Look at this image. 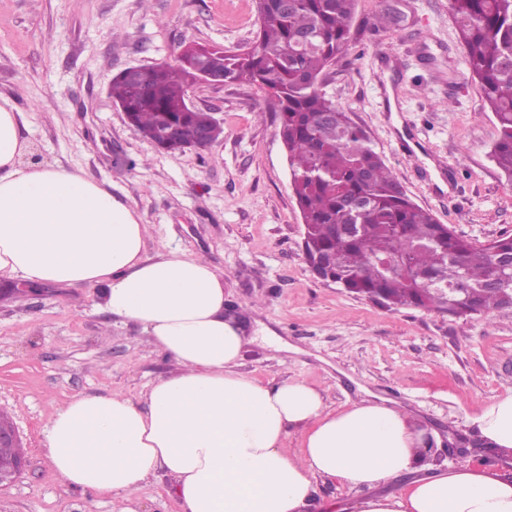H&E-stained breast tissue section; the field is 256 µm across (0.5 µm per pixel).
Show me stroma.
<instances>
[{
  "mask_svg": "<svg viewBox=\"0 0 512 512\" xmlns=\"http://www.w3.org/2000/svg\"><path fill=\"white\" fill-rule=\"evenodd\" d=\"M392 11L398 25L378 28ZM255 0H0V100L23 114L40 162L81 171L126 200L169 246L224 272L230 307L257 306L243 373L300 379L328 409L360 391L395 400L436 440L447 465L482 464L471 418L512 392V310L451 319L390 310L313 276L278 118L263 91L189 88L224 138L205 149H158L130 126L108 86L126 67L174 62L198 43L249 47ZM322 89L363 127L408 196L476 244L512 233V184L490 159L497 122L470 74L449 0H356L351 47ZM0 412L21 433L28 465L0 490V512H112L109 496L64 485L43 463V429L78 394L140 398L171 369L143 328L112 317L84 285L29 287L1 276ZM470 440L448 456V440ZM156 474L137 512H181Z\"/></svg>",
  "mask_w": 512,
  "mask_h": 512,
  "instance_id": "obj_1",
  "label": "stroma"
}]
</instances>
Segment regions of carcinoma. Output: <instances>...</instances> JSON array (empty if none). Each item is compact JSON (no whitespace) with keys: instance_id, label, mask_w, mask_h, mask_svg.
I'll use <instances>...</instances> for the list:
<instances>
[{"instance_id":"1","label":"carcinoma","mask_w":512,"mask_h":512,"mask_svg":"<svg viewBox=\"0 0 512 512\" xmlns=\"http://www.w3.org/2000/svg\"><path fill=\"white\" fill-rule=\"evenodd\" d=\"M258 29L249 52L213 53L209 65L224 83H255L275 107L288 152L291 187L305 228L303 256L323 265L344 290L386 306L436 310L453 318L472 313L457 301L447 307L444 288L463 283L477 294L481 314L504 307L508 272L489 286L496 261L512 254V236L477 245L414 203L383 155L349 113L326 98L321 76L350 48L355 0H255ZM464 61L480 83L499 128L492 161L512 183V0H450ZM195 72L183 53L144 78L141 89L113 77L115 104L132 112L143 136H155L163 115L179 141L195 144L207 115L186 108Z\"/></svg>"}]
</instances>
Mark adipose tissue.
<instances>
[{
    "label": "adipose tissue",
    "mask_w": 512,
    "mask_h": 512,
    "mask_svg": "<svg viewBox=\"0 0 512 512\" xmlns=\"http://www.w3.org/2000/svg\"><path fill=\"white\" fill-rule=\"evenodd\" d=\"M20 118L0 103V276L100 289L103 308L141 325L175 365L142 400L77 395L56 412L43 459L65 484L110 496L112 512H136L135 494L161 469L182 512H303L319 476L365 492L336 512H512V478L421 465L424 430L385 399L331 411L304 381L241 372L247 339L226 314L223 275L164 244L147 256L135 209L81 172L23 164ZM473 423L512 450V393Z\"/></svg>",
    "instance_id": "1"
}]
</instances>
